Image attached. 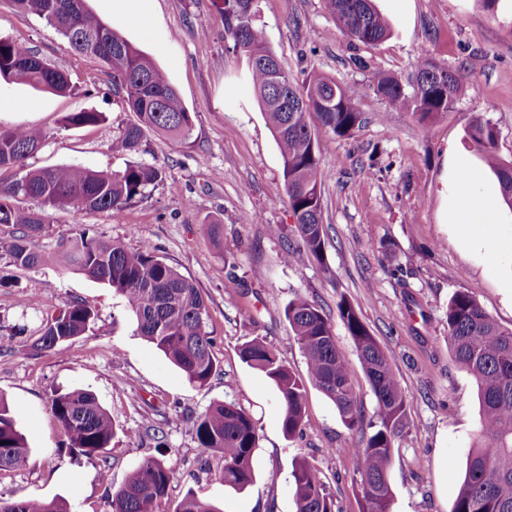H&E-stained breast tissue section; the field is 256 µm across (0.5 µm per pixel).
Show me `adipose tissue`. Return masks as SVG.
Wrapping results in <instances>:
<instances>
[{"label": "adipose tissue", "instance_id": "ef3b65f1", "mask_svg": "<svg viewBox=\"0 0 512 512\" xmlns=\"http://www.w3.org/2000/svg\"><path fill=\"white\" fill-rule=\"evenodd\" d=\"M446 190L449 223L468 225V213L477 205L485 209L488 223L499 222L502 209L495 179L472 173L470 163L462 155L451 158Z\"/></svg>", "mask_w": 512, "mask_h": 512}]
</instances>
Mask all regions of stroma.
<instances>
[{
    "instance_id": "stroma-1",
    "label": "stroma",
    "mask_w": 512,
    "mask_h": 512,
    "mask_svg": "<svg viewBox=\"0 0 512 512\" xmlns=\"http://www.w3.org/2000/svg\"><path fill=\"white\" fill-rule=\"evenodd\" d=\"M390 26L375 45L350 43L323 0H260L255 26L297 79L314 74L341 84H370L375 74L411 85L419 53L461 71L466 89L453 107L421 123L374 93L359 102L362 122L351 135L318 132V155L331 176L322 187L325 265H291L295 217L282 181V160L249 80L244 53L234 51L212 0H156L161 44L113 18L106 0H88L101 21L147 55L193 117L188 139L147 133L139 151L116 146L134 122L108 89L97 59L73 52L47 22L0 0V38L27 43L75 87L70 95L0 79V126L48 132L25 167L0 170L9 183L32 169L72 164L98 171L130 163L163 167L166 180L136 203L109 212L52 216L56 230L85 225L90 234L136 248L147 241L200 288L208 309L218 368L208 384L187 383L178 368L134 332L123 298L85 275L51 264L33 270L0 259V333L12 349L0 355V399L30 448L26 467L0 471V498L69 501L72 512H112V496L148 456L164 459L174 479L160 512H176L187 494L218 512H296L291 471L305 456L317 463L340 512H361L348 463L365 434L348 429L334 405L308 386L303 431L282 430L279 394L241 359L261 339L298 377L306 363L285 316L295 296L315 301L334 320L336 342L351 366L359 407L373 419L377 401L354 343L336 318L348 299L388 355L408 396L407 429L394 443L391 512H452L468 451L480 430L477 387L448 349L446 310L458 291L475 296L512 329V219L482 223L472 235L445 219L440 194L452 153L481 161L467 138L474 118L497 131V151L512 159V0L497 11L480 0H374ZM105 113L101 124L66 128L69 112ZM224 227L214 243L210 227ZM73 301L98 313L94 330L63 346L34 351L44 315ZM84 389L110 412L117 434L109 462L79 456L48 409L57 390ZM216 401L253 419L259 446L254 483L225 486L219 454L202 453L193 421ZM154 434H145L146 426Z\"/></svg>"
}]
</instances>
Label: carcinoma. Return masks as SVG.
Instances as JSON below:
<instances>
[{
	"mask_svg": "<svg viewBox=\"0 0 512 512\" xmlns=\"http://www.w3.org/2000/svg\"><path fill=\"white\" fill-rule=\"evenodd\" d=\"M20 9L37 15L54 27L81 55L100 60L108 75L112 95L133 112L136 121L123 128L117 145L125 151L139 149L144 133L153 131L173 138L189 137L193 120L166 75L146 56L109 29L86 5L87 0H12ZM327 12L351 41L378 43L390 35L387 20L372 0H323ZM259 0H213L224 15V30L233 49L244 52L250 63V81L282 158V189L295 216L297 244L285 252L290 264L315 261L325 264V228L321 188L329 173L322 164L315 129L348 136L360 125L359 100L373 91L389 104L410 112L421 121L453 107L464 77L426 55L414 65L412 91L395 78L379 74L373 83L341 85L317 75L302 83L284 69L254 27ZM0 78L66 95L73 88L65 75L49 67L26 43L0 39ZM288 82V106L276 98V82ZM101 112L69 113L66 128L96 125ZM468 138L480 159L495 175L502 198L512 210V160L496 150L494 127L472 121ZM46 132L32 127H0V169L23 167L42 149ZM166 173L148 164H128L104 172L60 164L33 170L19 181L0 184V257L23 269L40 265L45 258L62 271H79L123 297L135 319V332L162 352L198 386L206 385L216 371L213 340L206 331L207 306L196 284L158 256L153 246L128 249L112 240L89 235L74 224L56 234L52 214L57 210L111 211L125 207L163 182ZM27 197L37 207L26 209L14 200ZM57 237L45 253L39 241ZM338 317L351 336L363 371L377 400L376 421L365 447L357 449L352 472L360 479L362 512H390L393 492L389 465L395 440L406 429L407 394L389 358L375 336L345 298L337 304ZM285 316L305 359L309 381L336 407L342 422L359 429L364 419L351 379L350 364L336 344L333 326L315 302L297 296L288 302ZM448 347L456 361L475 380L481 427L469 451L463 483L452 512H512V329L502 328L470 294L459 291L448 301ZM94 310L73 302L44 319L34 344L51 350L93 330ZM248 366L265 374L276 386L282 404V429L293 438L301 433L305 413V384L288 363L265 342L254 339L241 349ZM49 409L64 429L72 452L95 456L106 464L115 436L109 412L91 392L76 389L54 392ZM198 447L222 454L224 485L244 490L253 483V455L259 435L252 418L233 402H217L194 422ZM30 449L23 434L0 401V470L22 468ZM296 512H335L318 466L306 457L295 461L292 471ZM173 478L163 460L146 457L130 473L112 500V512H159ZM0 512H71L62 498L19 497L0 499ZM177 512H218L213 506L187 495Z\"/></svg>",
	"mask_w": 512,
	"mask_h": 512,
	"instance_id": "1",
	"label": "carcinoma"
}]
</instances>
